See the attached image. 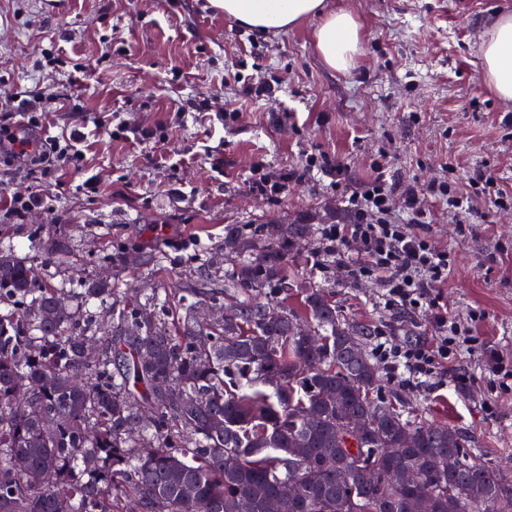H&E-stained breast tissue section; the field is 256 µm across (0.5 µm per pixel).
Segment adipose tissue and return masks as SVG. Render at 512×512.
Wrapping results in <instances>:
<instances>
[{
	"instance_id": "ef3b65f1",
	"label": "adipose tissue",
	"mask_w": 512,
	"mask_h": 512,
	"mask_svg": "<svg viewBox=\"0 0 512 512\" xmlns=\"http://www.w3.org/2000/svg\"><path fill=\"white\" fill-rule=\"evenodd\" d=\"M240 24L259 31L285 29L301 19L322 16L315 45L325 63L337 71L348 70L360 48V25L346 11L329 12L325 0H209ZM483 75L502 99L512 100V14L497 18L484 42Z\"/></svg>"
}]
</instances>
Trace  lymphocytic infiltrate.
I'll use <instances>...</instances> for the list:
<instances>
[{
  "label": "lymphocytic infiltrate",
  "mask_w": 512,
  "mask_h": 512,
  "mask_svg": "<svg viewBox=\"0 0 512 512\" xmlns=\"http://www.w3.org/2000/svg\"><path fill=\"white\" fill-rule=\"evenodd\" d=\"M0 156L21 166L38 165L47 177L67 167L80 168L85 155L76 135L55 136L46 142L18 130L0 132ZM387 157L374 161L372 181L356 188L347 187L342 166L331 163L320 152L308 153L298 169L281 174L277 180L256 181L259 191L274 197L283 195L290 182L322 174L331 190L339 194L349 215L345 224H329L321 229L327 250L343 257L353 279L370 277L386 285L385 304L404 311L426 310L439 332L434 344H419L407 349L382 351L392 371H403L412 378H426L443 370L446 360L457 352H475L476 346L466 329L455 320L439 300V290L448 281L451 259L447 251L433 246L422 231L427 216L425 201H445L457 216L468 219L474 210L471 196L459 192L454 182H439L426 188L406 190V218H399L392 207L395 189L387 179ZM358 243L357 255L346 254L349 243Z\"/></svg>",
  "instance_id": "lymphocytic-infiltrate-1"
}]
</instances>
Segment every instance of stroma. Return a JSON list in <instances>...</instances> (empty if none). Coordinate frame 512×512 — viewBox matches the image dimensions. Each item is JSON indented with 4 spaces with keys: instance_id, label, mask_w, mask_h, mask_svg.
I'll return each instance as SVG.
<instances>
[{
    "instance_id": "stroma-1",
    "label": "stroma",
    "mask_w": 512,
    "mask_h": 512,
    "mask_svg": "<svg viewBox=\"0 0 512 512\" xmlns=\"http://www.w3.org/2000/svg\"><path fill=\"white\" fill-rule=\"evenodd\" d=\"M326 3L361 25V51L345 71L317 52L315 18L249 34L209 0H0V104L39 91L53 114L46 137L102 123L84 146V167L60 180L15 173L0 160V190L44 199L24 223L1 228L0 243L32 261L33 231L48 244L65 227L68 247L41 267L44 279L73 289L93 270L114 291L136 285L148 293L197 285L204 258L222 276L234 258L223 246L228 228L306 224L309 237L288 253L304 261L289 307L300 308L302 287L321 286L345 320L376 327L367 351L382 337L399 347L431 343L426 314L385 306L382 282L348 281L338 264L320 273L310 267L321 227L348 221L335 192L306 180L272 200L250 190L251 172L259 165L277 174L317 148L345 167L352 187L384 154L396 183L451 178L466 193L483 169L512 190V100L493 93L481 59L483 40L497 16L512 13V0ZM77 63L90 67L80 85L72 81ZM258 82L272 94H244ZM119 122L153 132L155 156L112 137L108 126ZM89 178L95 192L78 193ZM474 207L464 224L445 203H431L424 231L451 254L443 303L488 351L512 359V208L480 197ZM120 247L161 253L160 269L111 266L106 256ZM461 372L477 378L463 391L454 382ZM379 373L382 397L452 427L481 459L512 461V394L496 392L484 362L460 354L423 384L384 367Z\"/></svg>"
}]
</instances>
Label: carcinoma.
<instances>
[{
  "instance_id": "obj_1",
  "label": "carcinoma",
  "mask_w": 512,
  "mask_h": 512,
  "mask_svg": "<svg viewBox=\"0 0 512 512\" xmlns=\"http://www.w3.org/2000/svg\"><path fill=\"white\" fill-rule=\"evenodd\" d=\"M307 231L231 230L240 261L182 293L170 322L164 289L128 301L89 274L80 294L112 307L115 340L0 249V512H236L243 499L264 512L288 481L280 512H414L419 498L430 512H512V467L373 398L371 325L347 322L319 286L301 312L280 299L293 287L289 247ZM227 295L237 315L203 323L200 305ZM362 416L376 439L353 446L339 422ZM407 469L419 471L411 488L398 482Z\"/></svg>"
}]
</instances>
